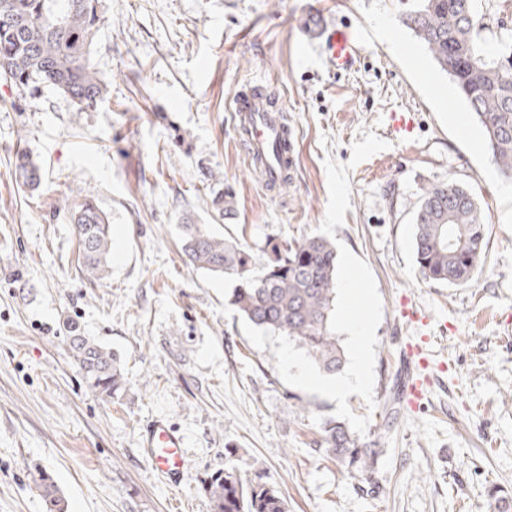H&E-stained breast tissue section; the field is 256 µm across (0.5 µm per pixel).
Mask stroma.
Wrapping results in <instances>:
<instances>
[{
  "label": "stroma",
  "instance_id": "obj_1",
  "mask_svg": "<svg viewBox=\"0 0 512 512\" xmlns=\"http://www.w3.org/2000/svg\"><path fill=\"white\" fill-rule=\"evenodd\" d=\"M326 3L328 27L361 39L346 71L306 34L309 0H100L104 101L78 112L54 91L31 103L0 83V512H46L35 465L66 512H211L205 481L227 464L280 491L289 512H493L494 490L512 494V181L451 78L402 25L412 0ZM247 82L288 111L296 167L277 192L250 165L228 109ZM396 111L411 113L409 137L393 133ZM370 131L389 147L349 171L351 208L335 229L383 302L376 407L347 399L378 442L361 475L321 444L336 402L281 380L272 349L241 330L234 280L190 267L179 226L194 216L258 256L267 240L316 234L325 157L349 161ZM21 151L41 169L37 191L14 181ZM450 180L485 216L487 258L472 288L425 281L415 263L421 195ZM225 191L235 214L211 222ZM87 199L112 225V272L94 284L71 222ZM71 321L119 355L116 396L87 386ZM423 337L432 387L405 408L393 398L401 352ZM158 416L186 437L177 486L140 452Z\"/></svg>",
  "mask_w": 512,
  "mask_h": 512
}]
</instances>
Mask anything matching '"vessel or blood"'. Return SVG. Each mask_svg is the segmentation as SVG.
I'll return each instance as SVG.
<instances>
[{"label": "vessel or blood", "instance_id": "1", "mask_svg": "<svg viewBox=\"0 0 512 512\" xmlns=\"http://www.w3.org/2000/svg\"><path fill=\"white\" fill-rule=\"evenodd\" d=\"M323 4L309 6L305 11L307 26L314 35L322 39L333 67L347 70L353 67L358 51V38L354 32L336 30L324 22ZM231 112L239 142L248 158H260V176L268 187H276L286 170L295 166V145L288 128L285 108L268 105L259 98L254 86H240L231 100ZM426 357L415 344L404 349V378L401 397L405 405L420 401L429 385L425 375ZM185 441L166 419L153 420L144 430L141 439V454L172 484L180 483L187 469L184 454Z\"/></svg>", "mask_w": 512, "mask_h": 512}]
</instances>
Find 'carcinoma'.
<instances>
[{
	"mask_svg": "<svg viewBox=\"0 0 512 512\" xmlns=\"http://www.w3.org/2000/svg\"><path fill=\"white\" fill-rule=\"evenodd\" d=\"M102 19L99 0H0V77L29 98L49 88L69 98L76 111L94 107L107 87L93 53ZM401 23L415 34L454 82L482 125L485 142L498 172L512 178V43L492 55L484 47V17L475 0H415ZM20 187L39 185V167L18 154L13 172ZM214 218L234 212L230 194L212 200ZM81 246L80 270L90 281L102 280L111 263V224L87 199L71 212ZM266 259L232 237H224L192 217L181 225V248L196 268L233 276L238 284L231 302L257 328L297 341L325 373L344 366V352L329 329L335 300L336 244L323 236L269 242ZM414 249L423 279L471 287L485 262L486 241L479 203L461 183L428 186L414 215ZM70 345L88 387L113 397L124 383L120 358L68 325ZM322 445L352 471L372 469L376 441L362 442L342 422L328 420ZM33 482L48 512H64L59 489L50 474L36 469ZM212 512H288V501L275 488L246 482L228 466L206 482Z\"/></svg>",
	"mask_w": 512,
	"mask_h": 512,
	"instance_id": "cac0c4a2",
	"label": "carcinoma"
}]
</instances>
